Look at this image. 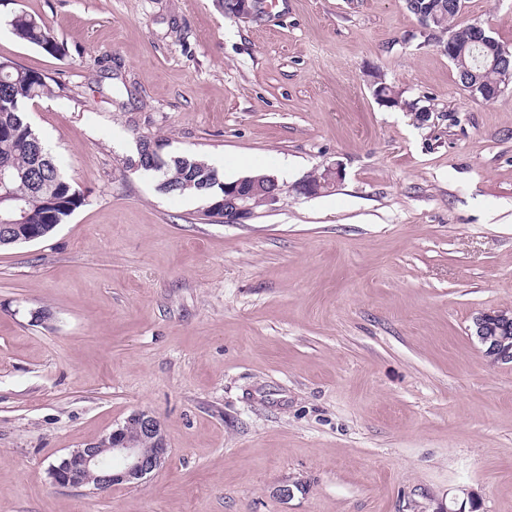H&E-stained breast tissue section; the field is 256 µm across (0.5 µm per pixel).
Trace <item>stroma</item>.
<instances>
[{
    "mask_svg": "<svg viewBox=\"0 0 512 512\" xmlns=\"http://www.w3.org/2000/svg\"><path fill=\"white\" fill-rule=\"evenodd\" d=\"M474 19L512 49V0ZM1 56L62 84L27 119L87 204L0 250V512H512V364L472 333L512 310V85L463 90L405 0H0ZM142 138L228 181L343 177L222 224L136 167ZM137 410L155 474L53 482ZM13 34L48 54L65 57L64 45L59 43L50 25L41 16L21 12L10 20Z\"/></svg>",
    "mask_w": 512,
    "mask_h": 512,
    "instance_id": "35a3bbf8",
    "label": "stroma"
}]
</instances>
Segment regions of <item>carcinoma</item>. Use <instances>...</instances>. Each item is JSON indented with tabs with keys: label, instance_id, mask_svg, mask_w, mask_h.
Here are the masks:
<instances>
[{
	"label": "carcinoma",
	"instance_id": "1",
	"mask_svg": "<svg viewBox=\"0 0 512 512\" xmlns=\"http://www.w3.org/2000/svg\"><path fill=\"white\" fill-rule=\"evenodd\" d=\"M437 11L433 28L438 34L464 28L456 22L458 14L447 6H440ZM10 26L19 39L48 54L66 56L64 45L41 16L21 12L12 17ZM463 67L486 72L491 83L499 77L494 70L485 71L480 50L474 46L467 47L463 59L454 64L457 71ZM52 93L50 77L0 57V161L9 162L8 174L0 183V225H16V230L0 233L1 248L23 244L30 236L39 240L50 236L86 204L84 193L63 175L59 163L25 117L28 102ZM160 150L159 143L140 140L137 162L145 171L163 174L164 192L206 199L208 215L223 207L224 176L217 169L192 155L165 160Z\"/></svg>",
	"mask_w": 512,
	"mask_h": 512
}]
</instances>
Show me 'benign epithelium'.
Returning <instances> with one entry per match:
<instances>
[{"instance_id": "obj_1", "label": "benign epithelium", "mask_w": 512, "mask_h": 512, "mask_svg": "<svg viewBox=\"0 0 512 512\" xmlns=\"http://www.w3.org/2000/svg\"><path fill=\"white\" fill-rule=\"evenodd\" d=\"M232 14L250 16L262 9L260 0H231ZM476 45L485 50L489 67L512 74V52L499 45L485 27L473 24L459 34L448 35L438 44L448 59L460 55V45ZM471 93H480L485 100L497 99L508 83L488 84L482 74L472 70L462 74ZM341 180V171L334 166L324 168L321 177L309 176L291 186L279 184L273 176L262 179L244 177L224 185V208L214 216L218 223L242 224L255 213L252 198L259 195L265 206L273 208L289 191L298 196L314 197L328 192ZM474 333L484 347V354L493 363H512V313L484 312L474 319ZM167 454L160 420L151 412L138 410L100 439L76 448L50 465L48 473L54 483L68 488H89L107 491L116 486L134 487L159 470Z\"/></svg>"}]
</instances>
